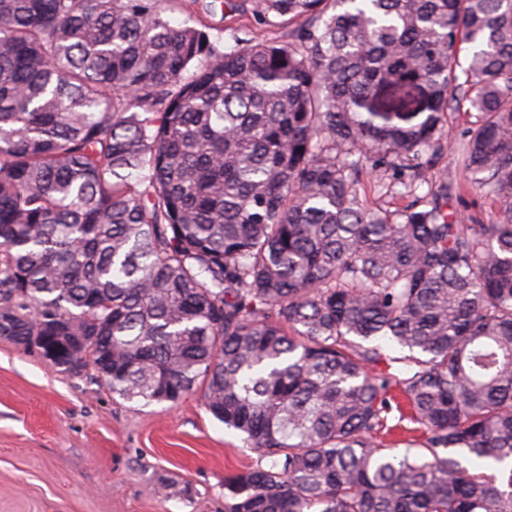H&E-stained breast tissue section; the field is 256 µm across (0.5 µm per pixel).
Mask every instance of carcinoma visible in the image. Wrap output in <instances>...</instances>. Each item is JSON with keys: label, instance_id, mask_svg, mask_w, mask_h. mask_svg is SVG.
Returning a JSON list of instances; mask_svg holds the SVG:
<instances>
[{"label": "carcinoma", "instance_id": "cac0c4a2", "mask_svg": "<svg viewBox=\"0 0 512 512\" xmlns=\"http://www.w3.org/2000/svg\"><path fill=\"white\" fill-rule=\"evenodd\" d=\"M173 2L0 0V336L203 384L259 457L224 512H512V0H226L289 35L224 51ZM466 107L465 105L459 111L454 112L449 125L446 127L443 143L448 146V150L443 159V164H448V170L452 172L457 182L463 187V194L458 198V201H453L452 209L458 219L461 217L463 224H471L470 216L477 215L486 222L489 218H494L497 208L492 200L472 191L468 186L465 174L455 166L454 148L456 143L470 127L471 121L475 120L473 112H465Z\"/></svg>", "mask_w": 512, "mask_h": 512}]
</instances>
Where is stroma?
Instances as JSON below:
<instances>
[{
	"mask_svg": "<svg viewBox=\"0 0 512 512\" xmlns=\"http://www.w3.org/2000/svg\"><path fill=\"white\" fill-rule=\"evenodd\" d=\"M209 0L170 12L207 24L220 49L282 27L224 18ZM257 462L206 409L202 387L179 404L123 400L0 338V512H224L225 475Z\"/></svg>",
	"mask_w": 512,
	"mask_h": 512,
	"instance_id": "35a3bbf8",
	"label": "stroma"
}]
</instances>
